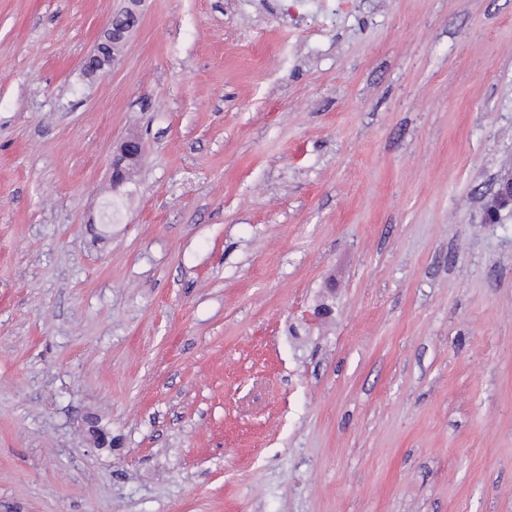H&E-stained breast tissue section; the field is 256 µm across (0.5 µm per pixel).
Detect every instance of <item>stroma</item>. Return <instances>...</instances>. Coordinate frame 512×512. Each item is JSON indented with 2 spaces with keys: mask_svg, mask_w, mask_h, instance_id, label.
<instances>
[{
  "mask_svg": "<svg viewBox=\"0 0 512 512\" xmlns=\"http://www.w3.org/2000/svg\"><path fill=\"white\" fill-rule=\"evenodd\" d=\"M127 5L0 0V512H512V0ZM128 2L131 6L112 16L103 35L86 57L84 69L87 72L106 75L114 67L117 61L116 51L134 28L138 19L136 7L141 1L129 0ZM145 153L143 141L135 134H130L120 143L112 158V189L117 190L127 184L134 169ZM489 201V202H488ZM488 204L484 206L483 220L486 224H495L498 222L501 212L505 210H512V175L507 173L502 175L497 181L496 188L494 189ZM486 202V203H487ZM489 209L490 212L487 210ZM497 217L495 219V216Z\"/></svg>",
  "mask_w": 512,
  "mask_h": 512,
  "instance_id": "1",
  "label": "stroma"
}]
</instances>
